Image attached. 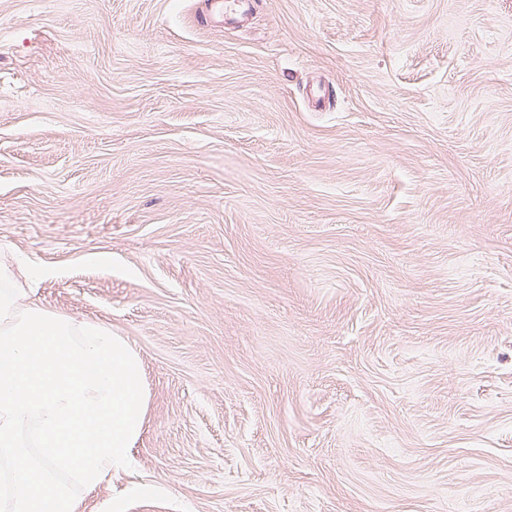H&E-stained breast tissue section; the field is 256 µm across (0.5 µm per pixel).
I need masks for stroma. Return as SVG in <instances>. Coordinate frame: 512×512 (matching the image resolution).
Segmentation results:
<instances>
[{
    "mask_svg": "<svg viewBox=\"0 0 512 512\" xmlns=\"http://www.w3.org/2000/svg\"><path fill=\"white\" fill-rule=\"evenodd\" d=\"M0 252L143 363L80 512H512V0H0Z\"/></svg>",
    "mask_w": 512,
    "mask_h": 512,
    "instance_id": "stroma-1",
    "label": "stroma"
}]
</instances>
